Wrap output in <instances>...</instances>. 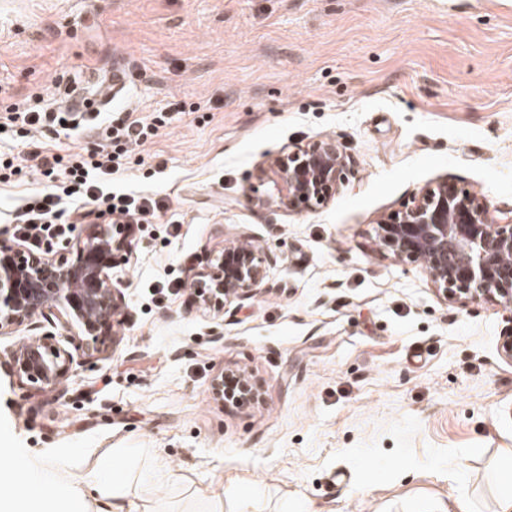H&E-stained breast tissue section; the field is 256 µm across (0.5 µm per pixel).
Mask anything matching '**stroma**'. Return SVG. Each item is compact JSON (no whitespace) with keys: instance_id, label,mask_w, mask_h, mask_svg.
Instances as JSON below:
<instances>
[{"instance_id":"35a3bbf8","label":"stroma","mask_w":512,"mask_h":512,"mask_svg":"<svg viewBox=\"0 0 512 512\" xmlns=\"http://www.w3.org/2000/svg\"><path fill=\"white\" fill-rule=\"evenodd\" d=\"M116 70L102 120L179 116L119 176L159 219L115 260L107 352L75 353L58 391L19 379L0 335V465L51 484L107 457L151 512H496L512 310L444 302L374 227L443 179L512 210V0H0V108L53 110ZM324 136L351 156L335 198L257 204L260 165ZM47 189L0 184V238ZM241 235L274 256L263 285L192 307L194 261ZM228 371L256 401L215 396Z\"/></svg>"}]
</instances>
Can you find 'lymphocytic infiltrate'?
Segmentation results:
<instances>
[{
	"mask_svg": "<svg viewBox=\"0 0 512 512\" xmlns=\"http://www.w3.org/2000/svg\"><path fill=\"white\" fill-rule=\"evenodd\" d=\"M5 125L17 129L25 155L0 157V183L14 177L35 174L51 183L49 192L30 198L14 217V231L35 252L51 249L56 240L76 229L88 216L113 224H147L156 216V207L146 197L128 190H104L112 175L123 171L134 146L155 135V124L132 116L120 123L102 126L100 150L83 152L62 143L35 139L41 127L68 131L80 126L79 115L69 107L48 111L39 105L12 104L6 109Z\"/></svg>",
	"mask_w": 512,
	"mask_h": 512,
	"instance_id": "obj_1",
	"label": "lymphocytic infiltrate"
}]
</instances>
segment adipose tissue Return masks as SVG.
I'll return each mask as SVG.
<instances>
[{
	"mask_svg": "<svg viewBox=\"0 0 512 512\" xmlns=\"http://www.w3.org/2000/svg\"><path fill=\"white\" fill-rule=\"evenodd\" d=\"M24 474L28 492L17 496L14 492L17 474ZM85 477L78 476L46 492L44 479L37 469L28 467L0 468V512H89L90 506L84 492Z\"/></svg>",
	"mask_w": 512,
	"mask_h": 512,
	"instance_id": "adipose-tissue-1",
	"label": "adipose tissue"
}]
</instances>
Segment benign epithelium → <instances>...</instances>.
Returning <instances> with one entry per match:
<instances>
[{
	"label": "benign epithelium",
	"instance_id": "7a95c632",
	"mask_svg": "<svg viewBox=\"0 0 512 512\" xmlns=\"http://www.w3.org/2000/svg\"><path fill=\"white\" fill-rule=\"evenodd\" d=\"M351 158L333 137L298 143L270 158L256 179L272 189L259 198L292 212L326 206L343 184ZM375 237L393 260L424 269L439 296L461 303L512 305V215H496L485 195L454 181L442 180L422 190L401 209L377 221ZM127 239L103 219L88 225L60 255L32 253L0 239V334L21 326L33 330L39 319L64 314L61 333L89 358L104 353L114 328L122 322V291L112 280L114 254ZM271 253L246 238L224 240L205 253L189 282L197 308L221 311L225 305L255 296ZM72 354L56 336H23L15 350L13 372L54 390L67 377ZM238 383L240 399L254 400L249 378L227 372L214 384L224 393L229 379Z\"/></svg>",
	"mask_w": 512,
	"mask_h": 512
}]
</instances>
